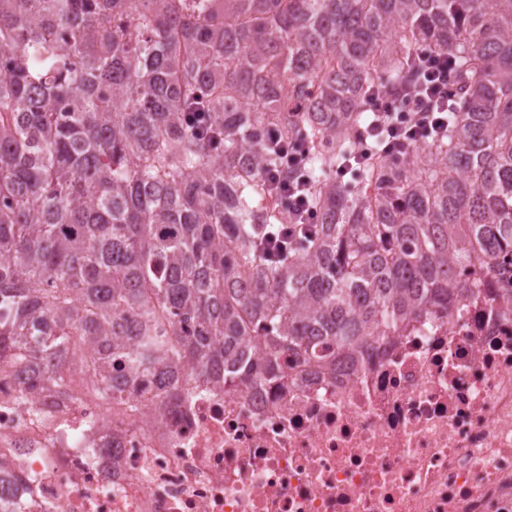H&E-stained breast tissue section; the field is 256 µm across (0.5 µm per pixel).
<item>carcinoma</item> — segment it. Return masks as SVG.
<instances>
[{"label":"carcinoma","instance_id":"cac0c4a2","mask_svg":"<svg viewBox=\"0 0 512 512\" xmlns=\"http://www.w3.org/2000/svg\"><path fill=\"white\" fill-rule=\"evenodd\" d=\"M421 52L456 61L448 131L384 157L370 96ZM0 66V358L41 383L75 342L114 400L125 365L167 398L334 372L512 256V0H0ZM273 134L319 216L281 257Z\"/></svg>","mask_w":512,"mask_h":512}]
</instances>
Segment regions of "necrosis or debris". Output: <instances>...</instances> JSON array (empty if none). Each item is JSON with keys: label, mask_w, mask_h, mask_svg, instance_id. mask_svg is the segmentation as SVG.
I'll use <instances>...</instances> for the list:
<instances>
[{"label": "necrosis or debris", "mask_w": 512, "mask_h": 512, "mask_svg": "<svg viewBox=\"0 0 512 512\" xmlns=\"http://www.w3.org/2000/svg\"><path fill=\"white\" fill-rule=\"evenodd\" d=\"M502 268L335 373L235 389L186 370L122 404L77 349L61 384L0 362L10 512H512V301Z\"/></svg>", "instance_id": "obj_1"}]
</instances>
